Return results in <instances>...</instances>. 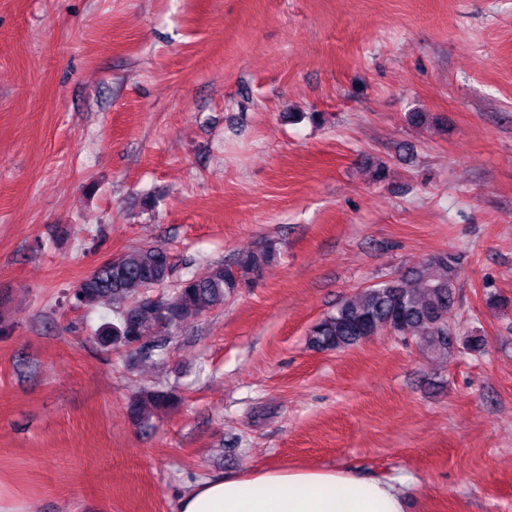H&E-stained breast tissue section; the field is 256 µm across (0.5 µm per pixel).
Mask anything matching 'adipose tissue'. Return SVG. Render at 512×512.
<instances>
[{"label":"adipose tissue","instance_id":"adipose-tissue-1","mask_svg":"<svg viewBox=\"0 0 512 512\" xmlns=\"http://www.w3.org/2000/svg\"><path fill=\"white\" fill-rule=\"evenodd\" d=\"M178 512H405L395 484L345 469L283 467L204 478L180 497Z\"/></svg>","mask_w":512,"mask_h":512}]
</instances>
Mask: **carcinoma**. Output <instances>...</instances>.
<instances>
[{"mask_svg": "<svg viewBox=\"0 0 512 512\" xmlns=\"http://www.w3.org/2000/svg\"><path fill=\"white\" fill-rule=\"evenodd\" d=\"M273 258L269 246L241 253L231 264L217 262L182 280L171 297L155 299L148 290L167 277L170 255L157 247H136L98 266L73 296L84 305L98 299L112 301L113 321L100 325L93 336L100 347L161 359L178 327L224 301ZM456 279L455 257L436 255L396 279L342 300L312 326L309 344L320 351H343L385 330L414 340L433 360L446 359L457 342L448 323V311L456 304ZM180 403L181 397L172 389H143L129 400L126 410L135 424L149 427L154 416Z\"/></svg>", "mask_w": 512, "mask_h": 512, "instance_id": "carcinoma-1", "label": "carcinoma"}]
</instances>
